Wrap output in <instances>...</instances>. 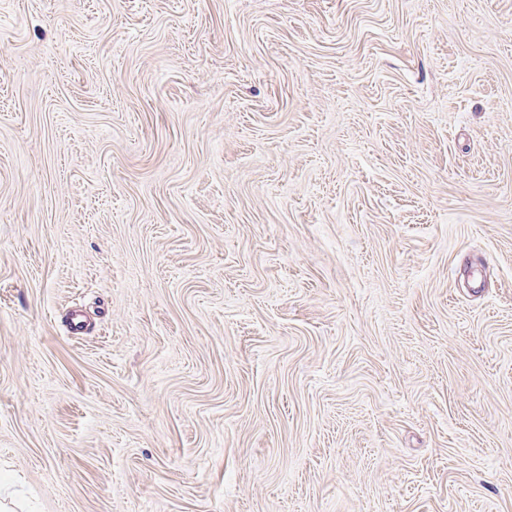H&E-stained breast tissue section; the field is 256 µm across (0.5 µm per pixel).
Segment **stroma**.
<instances>
[{"label":"stroma","mask_w":512,"mask_h":512,"mask_svg":"<svg viewBox=\"0 0 512 512\" xmlns=\"http://www.w3.org/2000/svg\"><path fill=\"white\" fill-rule=\"evenodd\" d=\"M15 512H512V0H0Z\"/></svg>","instance_id":"35a3bbf8"}]
</instances>
